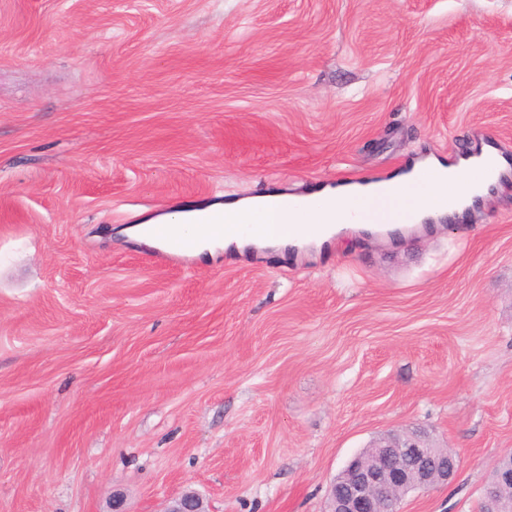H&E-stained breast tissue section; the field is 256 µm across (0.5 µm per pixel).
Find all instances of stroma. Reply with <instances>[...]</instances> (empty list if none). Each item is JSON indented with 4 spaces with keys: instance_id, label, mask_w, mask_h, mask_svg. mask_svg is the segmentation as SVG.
Listing matches in <instances>:
<instances>
[{
    "instance_id": "stroma-1",
    "label": "stroma",
    "mask_w": 512,
    "mask_h": 512,
    "mask_svg": "<svg viewBox=\"0 0 512 512\" xmlns=\"http://www.w3.org/2000/svg\"><path fill=\"white\" fill-rule=\"evenodd\" d=\"M512 155V0H0V512H325L389 429L512 452V181L457 224L167 263L121 229Z\"/></svg>"
}]
</instances>
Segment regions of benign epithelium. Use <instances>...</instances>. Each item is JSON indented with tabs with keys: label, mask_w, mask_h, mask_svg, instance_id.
Returning <instances> with one entry per match:
<instances>
[{
	"label": "benign epithelium",
	"mask_w": 512,
	"mask_h": 512,
	"mask_svg": "<svg viewBox=\"0 0 512 512\" xmlns=\"http://www.w3.org/2000/svg\"><path fill=\"white\" fill-rule=\"evenodd\" d=\"M379 464L370 467L353 459L336 477L328 512H398L402 497L412 489L428 490L451 481L458 471L455 453L437 446L423 430H389L368 445ZM494 481L484 488L485 512H500L498 488L512 485V454L498 459ZM166 512H206L200 496L187 491Z\"/></svg>",
	"instance_id": "obj_1"
}]
</instances>
